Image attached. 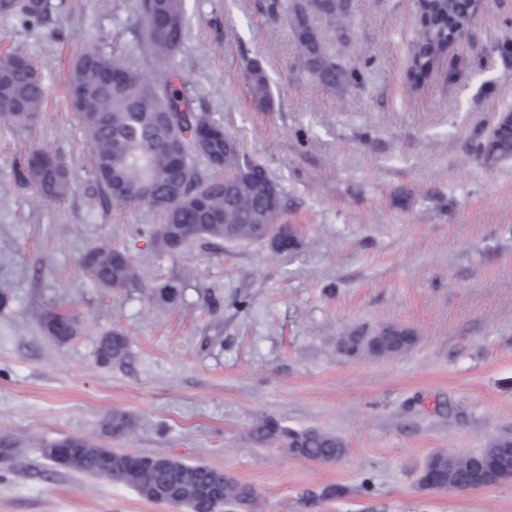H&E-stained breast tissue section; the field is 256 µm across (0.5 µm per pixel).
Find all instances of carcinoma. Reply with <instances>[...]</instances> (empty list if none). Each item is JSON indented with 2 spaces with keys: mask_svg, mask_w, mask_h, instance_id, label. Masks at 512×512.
<instances>
[{
  "mask_svg": "<svg viewBox=\"0 0 512 512\" xmlns=\"http://www.w3.org/2000/svg\"><path fill=\"white\" fill-rule=\"evenodd\" d=\"M352 0H291L288 22L297 54L320 83H348L354 70L336 62L327 50L313 17L325 19L340 39L347 36ZM52 8L51 0H0V11L40 20ZM421 30L413 45L408 77L415 87L448 54L457 33L470 21L469 0H416ZM143 26L141 48L156 59H168L179 49L185 32L184 0H140ZM117 72L118 81L109 76ZM69 106L77 113L89 144V159L102 195L126 206L147 205L160 217L152 236L160 250L174 255L200 238L266 242L277 253L283 230L285 202L265 167L240 150L224 125L192 110L183 81L176 71L147 73L131 69L118 59L89 49L72 64L67 76ZM249 97L261 112L274 109L268 76L258 62L246 69ZM43 77L35 62L22 52L0 53V122L11 126L32 123L45 101ZM201 157L213 174L205 177L193 156ZM479 156L512 159V135L503 133L479 147ZM22 180L45 201H61L71 191L69 170L62 158L37 148L23 161ZM82 270L108 290L140 288L142 281L131 257L107 245L87 249ZM46 333L63 343L76 335V322L54 309L41 312ZM412 330L388 326L374 336L352 332L341 351L348 356H397L415 343ZM127 340L119 331L100 337L97 359L104 365L121 363ZM114 437L132 429L129 416L112 411L107 421ZM255 444L277 442L289 454L318 463H332L343 455L338 436L319 429H292L263 415L252 425ZM72 467L132 487L142 498L179 506L194 504V512H223L234 504L242 512H259L261 495L231 474L204 462L188 464L157 455H128L83 438L76 439ZM508 443L496 439L473 454L434 453L420 476L431 490H474L488 484L485 469L501 468L497 482L512 479ZM110 473H105V467Z\"/></svg>",
  "mask_w": 512,
  "mask_h": 512,
  "instance_id": "carcinoma-1",
  "label": "carcinoma"
}]
</instances>
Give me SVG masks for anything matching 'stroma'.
Here are the masks:
<instances>
[{
  "instance_id": "1",
  "label": "stroma",
  "mask_w": 512,
  "mask_h": 512,
  "mask_svg": "<svg viewBox=\"0 0 512 512\" xmlns=\"http://www.w3.org/2000/svg\"><path fill=\"white\" fill-rule=\"evenodd\" d=\"M39 23L0 14V49L38 64L47 91L32 127L0 124V512H180L131 487L46 460L40 443L80 437L125 454L204 462L256 488L264 512H512V481L420 488L429 456L512 436V160L475 148L512 112V0H479L467 36L421 87L407 69L420 28L414 0H353L348 39L321 32L355 83L304 68L286 13L268 0H185L169 61L141 51L138 0H51ZM96 48L131 68L169 67L194 111L220 121L277 182L300 246L205 238L156 249L157 216L104 199L67 106L70 63ZM259 61L274 109L257 111L245 72ZM35 146L68 164L73 191L37 200L19 162ZM127 249L141 287L106 291L78 262L90 246ZM177 285L175 303L149 290ZM74 316L56 342L36 313ZM396 325L417 341L394 357L344 355L339 340ZM126 360H96L101 336ZM133 431L109 434L112 411ZM317 428L346 444L315 463L252 445L254 418ZM328 486L342 497L326 500ZM127 354V340L119 331H110L100 337L97 359L104 365L121 363Z\"/></svg>"
}]
</instances>
